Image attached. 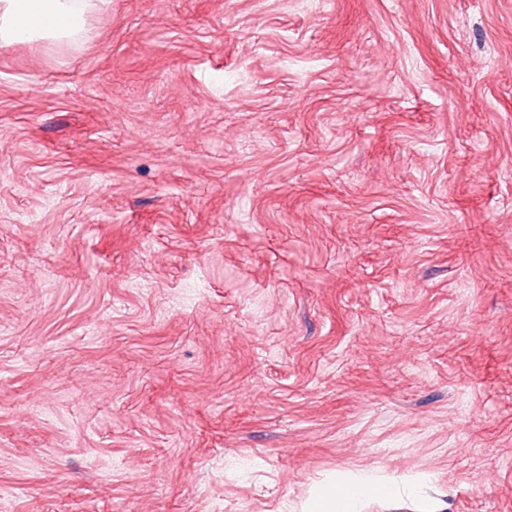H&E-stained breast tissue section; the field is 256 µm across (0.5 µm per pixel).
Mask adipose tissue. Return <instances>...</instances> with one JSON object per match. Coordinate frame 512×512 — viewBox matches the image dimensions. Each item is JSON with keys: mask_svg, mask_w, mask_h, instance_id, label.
Instances as JSON below:
<instances>
[{"mask_svg": "<svg viewBox=\"0 0 512 512\" xmlns=\"http://www.w3.org/2000/svg\"><path fill=\"white\" fill-rule=\"evenodd\" d=\"M84 31V13L72 0H0V46L63 39ZM368 492L388 497L395 488L387 482L332 483L311 500L308 512H354L355 502Z\"/></svg>", "mask_w": 512, "mask_h": 512, "instance_id": "ef3b65f1", "label": "adipose tissue"}]
</instances>
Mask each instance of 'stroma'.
<instances>
[{
    "mask_svg": "<svg viewBox=\"0 0 512 512\" xmlns=\"http://www.w3.org/2000/svg\"><path fill=\"white\" fill-rule=\"evenodd\" d=\"M0 46V512H512V0H108ZM372 492L380 497L394 494L395 487L387 482L365 483L336 482L329 484L309 503V512H355V502L365 493Z\"/></svg>",
    "mask_w": 512,
    "mask_h": 512,
    "instance_id": "stroma-1",
    "label": "stroma"
}]
</instances>
